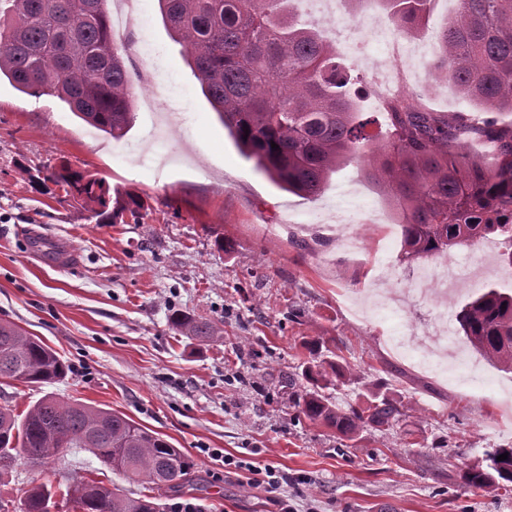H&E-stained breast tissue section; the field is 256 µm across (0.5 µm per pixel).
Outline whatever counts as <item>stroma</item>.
<instances>
[{
	"label": "stroma",
	"mask_w": 512,
	"mask_h": 512,
	"mask_svg": "<svg viewBox=\"0 0 512 512\" xmlns=\"http://www.w3.org/2000/svg\"><path fill=\"white\" fill-rule=\"evenodd\" d=\"M297 7L349 67L369 133L386 131L368 62L305 0ZM105 8L134 81L135 118L123 137L0 80V321L37 336L70 367L47 389L0 382V403L22 412L50 391L124 414L193 462L187 483L160 498L197 512H277L280 498L294 512H512V492L460 481L485 452L512 444V375L470 349L442 372L393 349L392 337H423L436 292L402 311H356L370 292L402 294L413 274L400 260L395 208L363 180L361 158L350 156L317 197L279 189L225 132L157 0H106ZM415 91L431 111L479 115L446 79L425 76ZM64 164L138 196L140 217L87 221L58 186L22 174ZM341 207L359 218L348 229L360 246L353 256L296 222ZM38 241L77 257L67 268L37 260ZM383 263L391 276L380 283ZM175 311L215 323L218 337L200 342L172 329ZM312 336L349 370L331 391L339 407L380 382L405 417L354 441L299 417L302 343ZM292 374L296 383L286 384ZM215 450L271 466L284 481L272 491L249 484L247 471L225 474ZM40 476L20 459L0 478L9 512H20Z\"/></svg>",
	"instance_id": "1"
}]
</instances>
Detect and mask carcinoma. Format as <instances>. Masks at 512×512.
<instances>
[{"label": "carcinoma", "instance_id": "1", "mask_svg": "<svg viewBox=\"0 0 512 512\" xmlns=\"http://www.w3.org/2000/svg\"><path fill=\"white\" fill-rule=\"evenodd\" d=\"M104 0H0V77L19 91L51 95L79 119L112 137L131 128L132 76L115 44ZM293 0H158L163 22L189 55L202 92L242 154L279 188L309 198L320 194L348 155L364 153L366 173L396 204L401 252L407 263L447 254L486 235H499L502 263L512 266V121L480 124L430 112L413 91L387 106V140L365 134L346 86L336 49L300 23ZM389 14L394 31L414 35L430 18L434 0H364ZM442 26L429 72L451 82L484 112L512 116V0H459ZM471 136L494 147L489 165L465 151ZM277 144L278 148L271 147ZM44 179L63 187L97 224L112 223L110 188L68 165ZM467 343L499 370L512 372V291L491 287L456 314ZM185 335L209 341L214 323L184 313L171 316ZM311 360L301 376L309 390L300 414L342 436L404 416L384 391L344 410L326 390L345 377L336 360L319 364L324 341L304 343ZM67 366L58 353L9 321H0V380L47 386ZM72 448L84 449L129 482L144 480L175 491L192 462L178 448L131 419L48 393L19 414L0 405V475L16 456L43 465ZM508 453V459L497 456ZM475 489H512V445L487 452L462 470ZM74 512H165L153 496L133 497L95 478L61 486L43 473L20 512H50L56 497Z\"/></svg>", "mask_w": 512, "mask_h": 512}]
</instances>
